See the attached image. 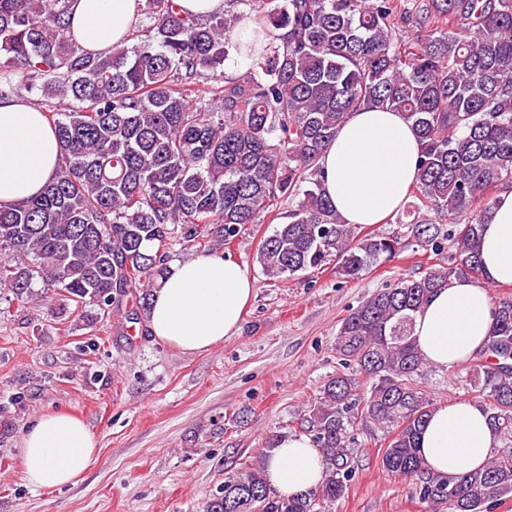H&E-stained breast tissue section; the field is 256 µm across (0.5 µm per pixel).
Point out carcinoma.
I'll return each instance as SVG.
<instances>
[{"label": "carcinoma", "mask_w": 512, "mask_h": 512, "mask_svg": "<svg viewBox=\"0 0 512 512\" xmlns=\"http://www.w3.org/2000/svg\"><path fill=\"white\" fill-rule=\"evenodd\" d=\"M150 9L144 37L134 29L133 44L94 53L71 33L69 0H0V97L40 92L61 149L39 195L0 206V289L28 301L38 279L90 323L128 302L126 321L139 323L177 240L224 246L276 220L258 251L270 280L332 261L355 280L399 255L404 236L449 250V263L379 289L342 320V370L301 422L326 455L322 484L281 498L249 466L203 512H332L355 476V432L371 426L391 434L382 467L411 479L430 512H493L512 495V299L493 303L470 360L508 448L482 470L443 476L424 464L419 434L438 404L413 327L436 289L482 275V224L495 190L512 186V0H224L205 19L174 0ZM400 22L416 35L395 39ZM232 49L263 77H224ZM57 98L70 106L58 111ZM365 107L403 114L422 141L402 237L356 233L321 185L323 149ZM285 198L294 205L283 212Z\"/></svg>", "instance_id": "1"}]
</instances>
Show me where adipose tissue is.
Wrapping results in <instances>:
<instances>
[{
	"label": "adipose tissue",
	"instance_id": "adipose-tissue-1",
	"mask_svg": "<svg viewBox=\"0 0 512 512\" xmlns=\"http://www.w3.org/2000/svg\"><path fill=\"white\" fill-rule=\"evenodd\" d=\"M143 0H70L71 29L80 46L104 52L138 21ZM421 142L401 113L362 109L339 129L319 165L322 187L346 223L383 224L399 213L416 182ZM60 149L37 108L0 98V206L25 202L54 176ZM483 280L455 279L416 313L413 338L430 366L445 370L481 349L494 323L486 287L512 284V190L498 194L482 226ZM255 281L238 261L219 254L176 263L152 296L148 328L160 342L183 353L223 343L240 329ZM499 438L485 405L461 399L428 418L420 452L428 469L457 475L482 468ZM96 441L86 424L66 412L41 416L23 439V478L55 489L90 466ZM326 461L307 436L280 438L264 465L271 490L288 497L322 481Z\"/></svg>",
	"mask_w": 512,
	"mask_h": 512
}]
</instances>
